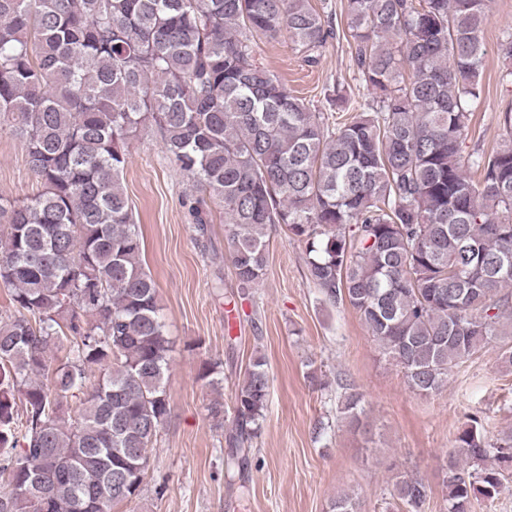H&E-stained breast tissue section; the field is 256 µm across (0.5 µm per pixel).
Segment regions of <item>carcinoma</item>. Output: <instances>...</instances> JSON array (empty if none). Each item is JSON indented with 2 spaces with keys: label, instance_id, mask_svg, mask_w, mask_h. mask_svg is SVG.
Returning <instances> with one entry per match:
<instances>
[{
  "label": "carcinoma",
  "instance_id": "carcinoma-1",
  "mask_svg": "<svg viewBox=\"0 0 512 512\" xmlns=\"http://www.w3.org/2000/svg\"><path fill=\"white\" fill-rule=\"evenodd\" d=\"M370 99L343 122L255 60L282 32L312 58L335 36L312 0H0V130L41 189L0 196V512H112L135 499L170 415V339L123 172L149 128L192 183L200 233L218 202L241 290L262 280L269 232L305 244L325 300L360 315L408 388L432 395L495 341L512 367V106L505 139L463 150L480 98L487 0H346ZM96 381H90L93 373ZM270 379L237 384L225 475L243 478ZM79 400L77 409L70 401ZM363 396L340 413L359 426ZM512 479V429L472 415L440 471L445 512ZM397 472L389 494L426 512ZM329 512H362L355 493Z\"/></svg>",
  "mask_w": 512,
  "mask_h": 512
}]
</instances>
